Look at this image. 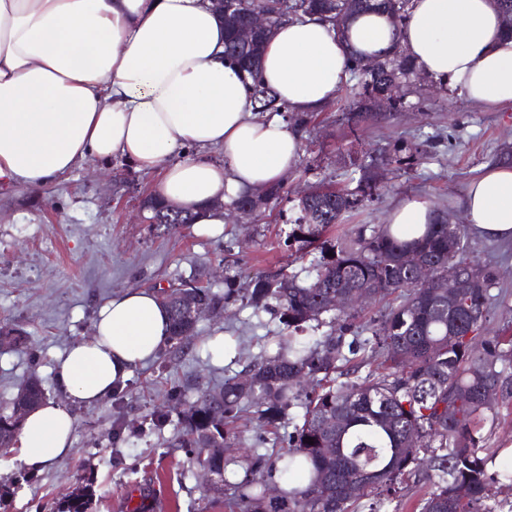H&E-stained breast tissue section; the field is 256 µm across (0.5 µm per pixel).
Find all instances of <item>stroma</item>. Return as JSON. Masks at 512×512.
<instances>
[{
    "label": "stroma",
    "mask_w": 512,
    "mask_h": 512,
    "mask_svg": "<svg viewBox=\"0 0 512 512\" xmlns=\"http://www.w3.org/2000/svg\"><path fill=\"white\" fill-rule=\"evenodd\" d=\"M355 93L344 83L304 131L298 160L284 179L289 199L322 182L347 184L358 158L378 164V192L359 223H386L408 197L459 220L467 185L487 166L512 163V112L468 103L448 82L416 72L401 104L356 128L344 118ZM157 179V172L115 156L86 159L40 186L0 185V321L28 337L24 350L0 351V403L34 375L47 398L61 400L59 361L71 345L92 336L99 308L126 290H156L201 271L214 290H223L228 276L244 289L256 272L301 270L302 261L284 244L289 226L275 215L228 220L219 228L163 231L146 224L142 202ZM470 259L493 269L498 287L512 292V240L475 237ZM278 331L273 315L249 308L203 315L197 334L180 349L162 347L133 370L123 401L72 406L75 434L66 457L29 478L17 447L0 450V485L11 489L0 512H49L75 479L89 486L86 512H128L132 501L144 504V512H235L208 490L198 466L178 448L176 418L158 428L150 419L172 386L196 381L213 387L225 376L244 374ZM211 336L224 343L223 356L213 360L204 347ZM118 420L135 435L117 444L112 425ZM240 429L228 451L232 483L243 478L248 451L287 446L258 423ZM484 433L498 461L512 458V393L492 402Z\"/></svg>",
    "instance_id": "1"
}]
</instances>
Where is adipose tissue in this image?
Here are the masks:
<instances>
[{"label": "adipose tissue", "mask_w": 512, "mask_h": 512, "mask_svg": "<svg viewBox=\"0 0 512 512\" xmlns=\"http://www.w3.org/2000/svg\"><path fill=\"white\" fill-rule=\"evenodd\" d=\"M395 42L464 101L512 108V38L492 0H412L401 30L364 13L342 37L315 18L286 19L260 72L279 100L313 112L347 79L350 50ZM250 96L224 59L210 0H0V183L35 187L86 156L120 154L160 172L154 197L191 208L197 223H223L215 200L282 181L299 156V133L252 112ZM190 146L199 156H186ZM215 148L223 160L207 157ZM460 206L481 237L512 239V165L487 168ZM93 328L57 366L63 401L24 417L19 458L31 471L71 450V406L103 401L167 342L169 313L158 293L130 289L99 309Z\"/></svg>", "instance_id": "adipose-tissue-1"}]
</instances>
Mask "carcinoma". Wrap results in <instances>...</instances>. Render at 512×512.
<instances>
[{
    "label": "carcinoma",
    "instance_id": "cac0c4a2",
    "mask_svg": "<svg viewBox=\"0 0 512 512\" xmlns=\"http://www.w3.org/2000/svg\"><path fill=\"white\" fill-rule=\"evenodd\" d=\"M227 0L224 7V58L252 80L253 111L286 116L287 104L260 79L259 63L266 41L248 45L240 40L251 14L259 10L276 25L282 18L317 15L341 34L353 13L377 11L402 27L409 0ZM351 77L358 79L364 97L373 100L400 79L414 75V64L399 47L380 56L375 67L364 57L349 55ZM355 191L321 184L307 199L293 205L288 217V246L299 259L312 256L305 279L297 272H258L247 294L226 283L220 293L197 278L160 289L170 314L168 343L177 347L197 331V319L183 308L180 294L192 293L205 307L225 309L239 300L254 311H267L282 328L273 353H264L249 367L253 389L244 392L238 377L227 376L223 398L212 401L208 388H196L193 401L184 392L170 394L181 426L179 447L198 448L204 441L236 437L234 425L256 420L261 426L287 425L288 450H271L251 457L242 481L231 487L239 512H386L385 507L414 480L426 490L417 512H500L493 487L512 488V465L492 471L493 454L483 434L485 390L507 389L512 379V336L491 334L487 322L494 304H507L508 292L492 294L495 274L484 273L479 288H420L400 262L401 251L417 249L448 280V269L469 264V229L453 218L428 224L411 239L395 234L390 225L359 229L336 238L329 232L360 214L362 202L373 195L368 167L358 165ZM288 200L283 184L264 189L256 198L245 191L230 203L238 209H273ZM155 228L169 230L192 224L194 213L174 208L150 196L144 201ZM365 289L379 300L393 296L372 320L371 335L351 331L356 311L324 308L331 293ZM328 327L320 336L298 339L309 328ZM45 399L41 381L33 377L21 394L0 406V446L11 444L20 426L11 421ZM343 420L330 428L331 416ZM416 435V442L409 441ZM314 444H308V438ZM334 449L328 453L327 449ZM229 460L213 456L217 476L212 491L224 494L223 475ZM306 477V485L300 479ZM279 494L267 495L272 479ZM358 481L361 493L347 496L345 486ZM88 488L76 482L56 512H85Z\"/></svg>",
    "mask_w": 512,
    "mask_h": 512
}]
</instances>
